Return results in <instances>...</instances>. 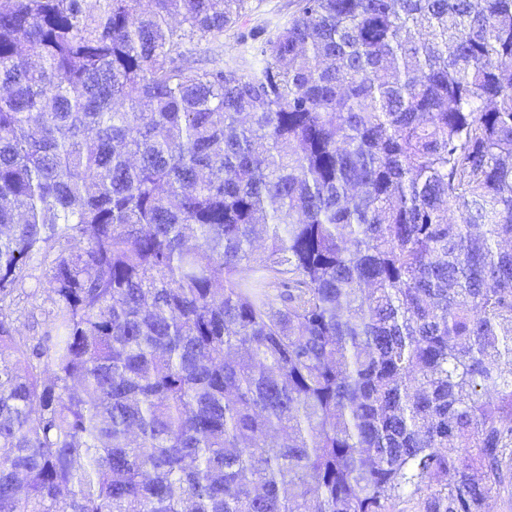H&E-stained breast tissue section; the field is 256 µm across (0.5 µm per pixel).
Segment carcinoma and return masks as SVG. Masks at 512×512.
<instances>
[{
  "label": "carcinoma",
  "instance_id": "carcinoma-1",
  "mask_svg": "<svg viewBox=\"0 0 512 512\" xmlns=\"http://www.w3.org/2000/svg\"><path fill=\"white\" fill-rule=\"evenodd\" d=\"M253 2L0 0V512H512V0ZM253 3L256 8L252 13L209 43L211 56L229 61L239 56L246 45H260L291 20L301 4L300 0H255Z\"/></svg>",
  "mask_w": 512,
  "mask_h": 512
}]
</instances>
